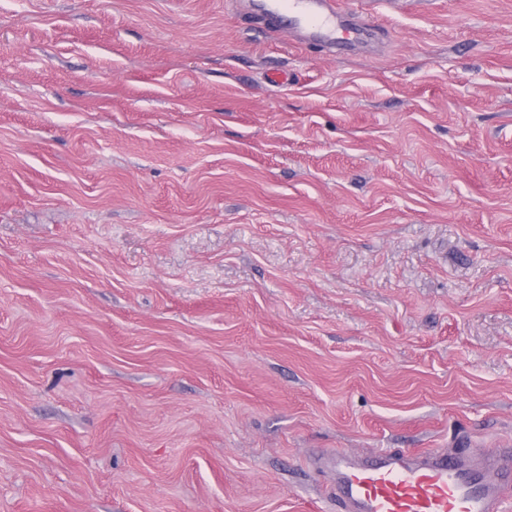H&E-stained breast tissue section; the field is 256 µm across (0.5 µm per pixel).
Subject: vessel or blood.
I'll return each mask as SVG.
<instances>
[{"mask_svg":"<svg viewBox=\"0 0 512 512\" xmlns=\"http://www.w3.org/2000/svg\"><path fill=\"white\" fill-rule=\"evenodd\" d=\"M263 10L335 45L348 21L337 0H264ZM318 462L336 475L339 512H512V448L480 456L380 450L365 460L339 451Z\"/></svg>","mask_w":512,"mask_h":512,"instance_id":"obj_1","label":"vessel or blood"}]
</instances>
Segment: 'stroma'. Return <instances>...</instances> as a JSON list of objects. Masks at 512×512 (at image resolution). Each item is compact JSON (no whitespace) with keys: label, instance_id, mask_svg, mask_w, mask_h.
<instances>
[{"label":"stroma","instance_id":"stroma-1","mask_svg":"<svg viewBox=\"0 0 512 512\" xmlns=\"http://www.w3.org/2000/svg\"><path fill=\"white\" fill-rule=\"evenodd\" d=\"M0 0V512H337L512 448V0ZM263 11L276 23L288 21L304 38L323 36L330 39V47L341 45L344 38L337 36L347 22L357 20V35L363 41L375 32L374 24L363 17L345 16L335 0H265Z\"/></svg>","mask_w":512,"mask_h":512}]
</instances>
